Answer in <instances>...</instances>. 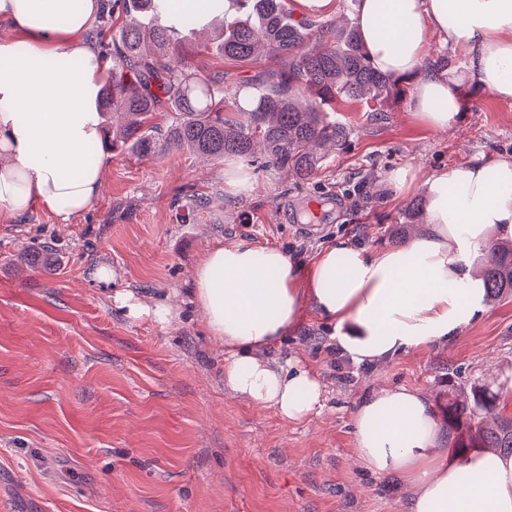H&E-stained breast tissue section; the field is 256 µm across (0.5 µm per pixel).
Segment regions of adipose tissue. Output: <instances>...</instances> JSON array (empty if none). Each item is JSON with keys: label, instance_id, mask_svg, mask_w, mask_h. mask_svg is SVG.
Instances as JSON below:
<instances>
[{"label": "adipose tissue", "instance_id": "1", "mask_svg": "<svg viewBox=\"0 0 512 512\" xmlns=\"http://www.w3.org/2000/svg\"><path fill=\"white\" fill-rule=\"evenodd\" d=\"M106 0H0V222L34 207L61 220L90 209L101 193L102 117L88 102L111 66L88 38ZM356 24L374 66L405 75L430 55L429 32L469 50L467 77L512 99V0H359ZM464 77V78H467ZM464 78L432 72L414 85L412 105L429 129L455 119ZM398 193L427 200L421 233L396 247L346 240L326 245L309 268L273 247L245 241L211 247L193 272L194 302L224 351V388L274 408L290 422L322 405L314 371L266 351L304 304L334 326L344 354L372 364L454 335L485 310L470 257L492 235L512 237V159L467 163L425 178L398 169ZM355 461L378 476L414 485L408 512H512V455L482 451L458 463L439 445L428 399L380 387L352 412Z\"/></svg>", "mask_w": 512, "mask_h": 512}]
</instances>
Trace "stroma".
Returning a JSON list of instances; mask_svg holds the SVG:
<instances>
[{
    "instance_id": "obj_1",
    "label": "stroma",
    "mask_w": 512,
    "mask_h": 512,
    "mask_svg": "<svg viewBox=\"0 0 512 512\" xmlns=\"http://www.w3.org/2000/svg\"><path fill=\"white\" fill-rule=\"evenodd\" d=\"M192 61L228 90L272 66L224 60L206 32ZM461 92L441 132L416 119L407 96L379 118L360 102L338 105L348 142L307 180L268 167L230 185L223 163L189 152H111L88 211L64 223L36 208L0 223V512H406L410 488L355 463L353 407L381 386L433 401L501 393L493 370H512V298L453 337L360 366L303 307L268 351L300 359L322 384V408L291 423L225 392L191 276L220 241L276 247L305 268L336 240L406 242L415 196L394 194L390 171L512 158V100L466 77ZM44 252L52 265L22 260ZM102 264L115 274L107 286L93 279ZM118 292L140 317L115 303ZM166 299L176 316L154 317Z\"/></svg>"
}]
</instances>
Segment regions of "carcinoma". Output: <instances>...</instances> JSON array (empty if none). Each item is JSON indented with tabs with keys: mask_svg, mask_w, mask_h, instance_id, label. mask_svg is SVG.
<instances>
[{
	"mask_svg": "<svg viewBox=\"0 0 512 512\" xmlns=\"http://www.w3.org/2000/svg\"><path fill=\"white\" fill-rule=\"evenodd\" d=\"M117 14L126 23L111 41L101 40ZM103 17L96 37L112 59V81L98 90L96 111L123 114L119 127L104 132L114 151L146 157L188 150L213 161L236 157L307 180L331 149L348 141L347 127L329 119L325 107L362 101L382 112L406 93L408 78L379 71L355 28L339 30L335 41L322 45L314 36L317 25L294 19L286 0H210L205 24L167 0H112ZM216 20L214 48L224 57L242 63L276 58L283 65L229 93L222 78L195 73L185 51L187 33ZM166 100L173 118L162 129L153 114ZM478 276L487 300L512 296V239L491 241L481 253ZM494 402L487 389L475 388L469 397L450 395L437 404L435 416L457 455L475 448L512 454V419L479 420V411Z\"/></svg>",
	"mask_w": 512,
	"mask_h": 512,
	"instance_id": "carcinoma-1",
	"label": "carcinoma"
}]
</instances>
